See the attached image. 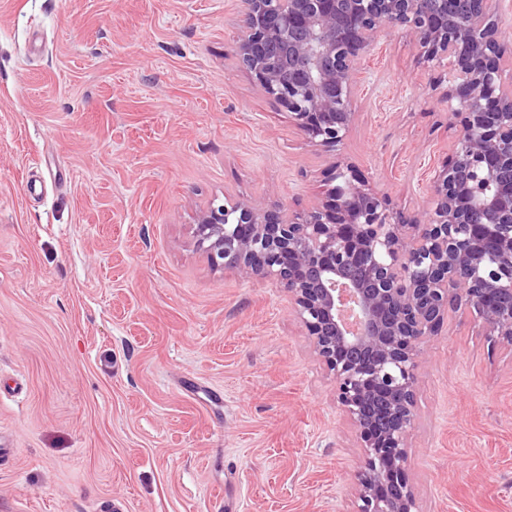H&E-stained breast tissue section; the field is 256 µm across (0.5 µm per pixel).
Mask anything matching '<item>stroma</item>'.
<instances>
[{
	"mask_svg": "<svg viewBox=\"0 0 512 512\" xmlns=\"http://www.w3.org/2000/svg\"><path fill=\"white\" fill-rule=\"evenodd\" d=\"M238 0H0V512H352L336 387L197 211H302L333 161L238 63ZM341 148L411 213L452 74L383 31ZM437 89H430L431 80ZM420 512H512V343L450 311L416 369Z\"/></svg>",
	"mask_w": 512,
	"mask_h": 512,
	"instance_id": "35a3bbf8",
	"label": "stroma"
}]
</instances>
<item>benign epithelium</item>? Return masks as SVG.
I'll return each instance as SVG.
<instances>
[{"instance_id":"7a95c632","label":"benign epithelium","mask_w":512,"mask_h":512,"mask_svg":"<svg viewBox=\"0 0 512 512\" xmlns=\"http://www.w3.org/2000/svg\"><path fill=\"white\" fill-rule=\"evenodd\" d=\"M498 0H240L236 56L311 146L340 150L363 52L385 29L422 58L448 61L458 118L426 208L405 217L344 158L307 211L211 202L193 224L216 268L275 282L288 296L353 426L361 466L354 512H418L406 477L415 370L448 310L473 306L512 342V67Z\"/></svg>"}]
</instances>
